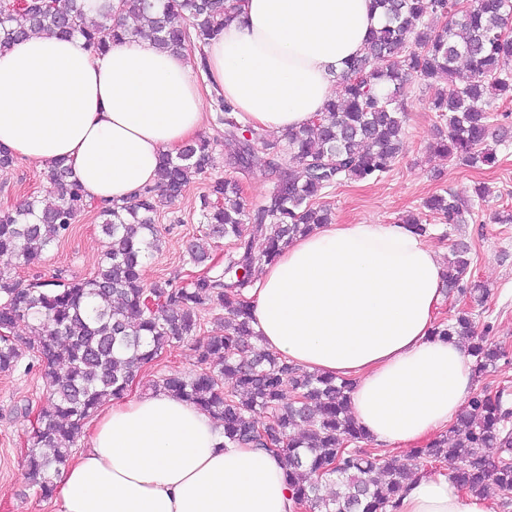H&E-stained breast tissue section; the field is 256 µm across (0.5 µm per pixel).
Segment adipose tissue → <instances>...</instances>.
I'll return each instance as SVG.
<instances>
[{"label":"adipose tissue","mask_w":512,"mask_h":512,"mask_svg":"<svg viewBox=\"0 0 512 512\" xmlns=\"http://www.w3.org/2000/svg\"><path fill=\"white\" fill-rule=\"evenodd\" d=\"M383 18L373 0H243L206 48L208 80L243 124L282 134L313 120L345 61ZM204 93L181 53L145 40L90 52L36 34L0 51V145L64 161L87 195L123 203L162 154L200 132ZM445 270L406 224H321L265 264L249 292L260 347L352 380L355 422L382 448L449 427L474 389L461 344L433 336ZM60 473L56 512H295L281 456L225 443L207 412L164 389L116 399ZM396 512H493L419 473Z\"/></svg>","instance_id":"1"}]
</instances>
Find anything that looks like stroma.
I'll return each mask as SVG.
<instances>
[{
  "label": "stroma",
  "mask_w": 512,
  "mask_h": 512,
  "mask_svg": "<svg viewBox=\"0 0 512 512\" xmlns=\"http://www.w3.org/2000/svg\"><path fill=\"white\" fill-rule=\"evenodd\" d=\"M440 85L412 81L405 100L408 121L403 150L391 171L370 181L348 180L329 188L320 202L330 207L339 224L396 222L408 212H422L429 226L428 242L440 259H447L453 244L467 246L473 260L471 277L490 291L477 325L491 324L490 341L504 352L495 368L476 379V388L512 391V223L497 218L512 213V140L497 147L494 166L470 168L439 156L433 149L444 123L432 109ZM207 179L196 180L183 197L166 203L157 224L162 238L159 251L145 263V279H186L194 267L186 248L199 233L198 197ZM489 191L485 202L474 206L462 224H445L440 215L423 211L432 195L465 193L476 185ZM46 183L40 167L16 160L0 170V209L10 208L30 194L44 193ZM104 238L94 213H82L68 236L46 255L41 267L44 278L55 274L87 277L97 268ZM198 353L191 344L167 348L155 367L147 370L129 389V396L148 393L152 380L177 371L199 370ZM45 398V388L34 357H24L16 369L0 374V512H55L54 502L42 498L26 478L24 443L31 429L32 414Z\"/></svg>",
  "instance_id": "35a3bbf8"
}]
</instances>
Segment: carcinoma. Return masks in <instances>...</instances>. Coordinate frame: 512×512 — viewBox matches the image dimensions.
Wrapping results in <instances>:
<instances>
[{
	"label": "carcinoma",
	"mask_w": 512,
	"mask_h": 512,
	"mask_svg": "<svg viewBox=\"0 0 512 512\" xmlns=\"http://www.w3.org/2000/svg\"><path fill=\"white\" fill-rule=\"evenodd\" d=\"M457 0H374L383 17L363 52L347 63L336 97L295 133L283 138L237 121L233 106L216 98L217 136L192 139L172 156H161L156 184L128 202L101 207L58 162L43 172L45 194L0 210V373L15 369L30 352L46 387L36 426L28 435L27 479L43 498L70 460L85 419L104 401L122 397L142 369L173 344L195 343L193 375L170 372L153 387L164 388L210 414L224 439L237 446L273 448L283 457L295 504L308 512H392L408 481L424 467H447L460 487L512 506V399L506 390L482 389L458 418L423 448L393 456L366 448L369 436L349 408L353 384L310 372L257 347L246 293L257 263L276 259L282 246L318 224L331 210L317 203L323 191L344 180L369 181L389 172L402 152L407 121L404 95L413 78L443 81L432 102L447 121L436 144L443 157L468 167L492 165L488 144L492 102H512V0H477L455 11ZM25 0L0 13V50L34 33L80 36L97 52L107 41L147 40L174 52L195 50L208 71V41L237 11L234 0H119V12L136 25L112 23V2ZM234 148L224 157L225 176L199 197L200 237L190 261L206 274L190 282L143 279V267L159 250L156 217L167 199L181 196L211 167L221 140ZM263 155L272 184L253 203L238 176ZM423 207L449 224L464 222L467 201L455 192L435 194ZM96 210L105 250L88 277L37 275L24 284L12 270L38 267L78 216ZM221 240L232 242L218 263L211 256ZM468 248L448 256V288L458 307L435 333L456 336L475 358L476 374L496 366L503 351L489 341L490 325L477 331L475 308L487 290L470 276ZM156 301V309L145 304ZM224 311V334L199 337L202 314ZM24 326L28 334L19 336ZM263 415L265 420L257 417ZM304 429L296 435V428ZM498 449L491 463L483 449ZM336 482L326 498L321 486Z\"/></svg>",
	"instance_id": "1"
}]
</instances>
